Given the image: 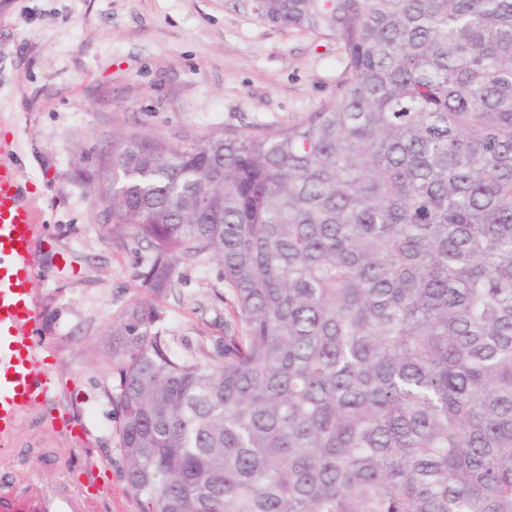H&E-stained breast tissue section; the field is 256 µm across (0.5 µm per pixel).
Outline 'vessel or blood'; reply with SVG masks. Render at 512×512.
<instances>
[{"label": "vessel or blood", "instance_id": "b4317fda", "mask_svg": "<svg viewBox=\"0 0 512 512\" xmlns=\"http://www.w3.org/2000/svg\"><path fill=\"white\" fill-rule=\"evenodd\" d=\"M38 220L22 200L18 174L0 157V453L8 454L21 418L50 391L43 344L33 332L42 318L36 298ZM71 451H55L59 478L18 490L0 486V512H94L84 486L69 476Z\"/></svg>", "mask_w": 512, "mask_h": 512}]
</instances>
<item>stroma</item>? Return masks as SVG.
<instances>
[{"instance_id": "stroma-1", "label": "stroma", "mask_w": 512, "mask_h": 512, "mask_svg": "<svg viewBox=\"0 0 512 512\" xmlns=\"http://www.w3.org/2000/svg\"><path fill=\"white\" fill-rule=\"evenodd\" d=\"M340 55L335 42L261 21L250 0H0V155L35 188L38 334L56 378L49 408L20 425L14 484L29 480L30 456L58 447L45 430L55 408L88 434L72 452V477L106 466L112 512H139L112 403V321L134 303L157 308L186 356L213 351L224 334L214 259L180 266L176 289L142 287L149 250L113 237L92 179L99 154L116 135L196 140L296 123L335 94Z\"/></svg>"}]
</instances>
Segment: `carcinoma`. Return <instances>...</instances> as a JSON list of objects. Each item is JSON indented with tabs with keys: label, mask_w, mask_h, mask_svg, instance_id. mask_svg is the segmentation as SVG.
Returning a JSON list of instances; mask_svg holds the SVG:
<instances>
[{
	"label": "carcinoma",
	"mask_w": 512,
	"mask_h": 512,
	"mask_svg": "<svg viewBox=\"0 0 512 512\" xmlns=\"http://www.w3.org/2000/svg\"><path fill=\"white\" fill-rule=\"evenodd\" d=\"M340 46L287 127L99 155L156 292L204 256L232 318L178 359L112 323L140 512H512V0H263Z\"/></svg>",
	"instance_id": "1"
}]
</instances>
